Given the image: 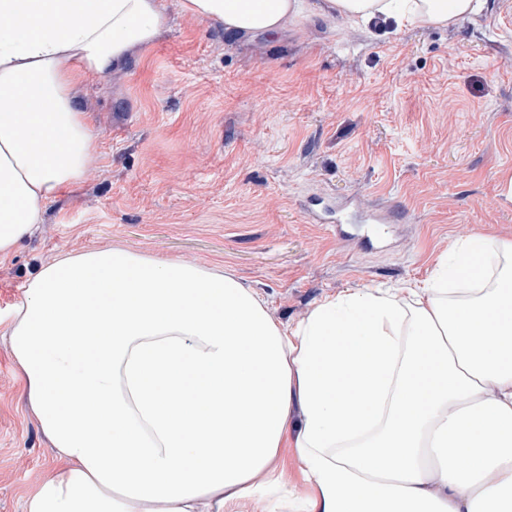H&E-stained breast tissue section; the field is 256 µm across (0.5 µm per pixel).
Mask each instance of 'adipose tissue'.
Instances as JSON below:
<instances>
[{"mask_svg": "<svg viewBox=\"0 0 512 512\" xmlns=\"http://www.w3.org/2000/svg\"><path fill=\"white\" fill-rule=\"evenodd\" d=\"M182 7L248 44L300 20L445 25L484 2ZM165 25L160 0H0V255L87 175L81 76ZM411 296L350 289L288 327L218 268L121 248L41 263L8 344L58 465L26 512H512V241L461 240ZM283 460L285 462L286 471L288 474L289 487L297 496H305L309 493V486L301 480L294 461V453L291 448L283 449Z\"/></svg>", "mask_w": 512, "mask_h": 512, "instance_id": "obj_1", "label": "adipose tissue"}]
</instances>
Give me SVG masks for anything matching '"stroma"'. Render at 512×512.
I'll use <instances>...</instances> for the list:
<instances>
[{
    "label": "stroma",
    "instance_id": "35a3bbf8",
    "mask_svg": "<svg viewBox=\"0 0 512 512\" xmlns=\"http://www.w3.org/2000/svg\"><path fill=\"white\" fill-rule=\"evenodd\" d=\"M151 47L83 74L87 178L0 258V512L56 466L5 333L61 250L221 266L295 326L351 288L421 287L481 233L512 241V0L445 26H289L243 47L162 0Z\"/></svg>",
    "mask_w": 512,
    "mask_h": 512
}]
</instances>
